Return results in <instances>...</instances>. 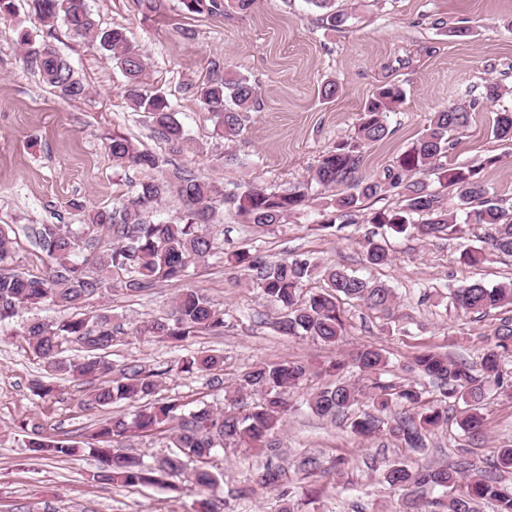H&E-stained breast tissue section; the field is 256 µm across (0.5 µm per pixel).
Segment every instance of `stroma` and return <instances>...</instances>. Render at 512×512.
I'll return each instance as SVG.
<instances>
[{
    "instance_id": "obj_1",
    "label": "stroma",
    "mask_w": 512,
    "mask_h": 512,
    "mask_svg": "<svg viewBox=\"0 0 512 512\" xmlns=\"http://www.w3.org/2000/svg\"><path fill=\"white\" fill-rule=\"evenodd\" d=\"M87 5L101 27H126L148 63L151 84L172 102L194 147L169 149L143 113L134 111L121 71L64 24L44 26L20 0L16 15L0 32V224H77L83 210L108 208L130 195L138 173L114 169L104 145L106 134L115 130L164 155L169 168L189 169L224 192L249 185L288 187L309 179L323 152L354 136L364 104L377 87L395 83L405 100L387 117L388 138L363 149L359 174L368 177L394 166L433 112L479 97L488 78L498 80L506 92L472 112L446 164L479 167L490 190L512 204V141L493 134L497 113L512 112V0H345L349 18L334 32L322 24L310 0H254L247 10L234 9L226 16L187 13L181 0H159L156 11L147 14L137 0H87ZM457 26L469 27L470 36H450V28ZM21 30L53 43L88 84V95L65 101L29 73L17 44ZM216 65L255 80L262 101L232 142L216 138L210 113L188 89L189 83L211 77ZM329 79L336 80L339 92L326 100L321 86ZM311 194L310 207L269 231L248 224L234 205H217L210 226L214 253L191 265L188 277L160 283L139 296L117 286L92 301V309L118 313L128 324L170 315L174 299L187 289L202 290L224 311L223 335L197 336L184 351L122 334L109 362L136 360L164 370L159 397H176L195 407L223 404L224 394L208 388L205 378L179 371L189 350L223 354L228 386L255 361L288 359L316 366L366 346L388 357L387 382L411 381L405 364L424 347L478 361L484 336L505 310L479 318L436 304L432 294L473 281L489 286L512 282L510 255H491L475 265L461 260L464 250L482 248L484 226L469 225L459 238H425L412 229L386 232L391 260L369 267L361 241L371 225L355 224L339 233L323 230L320 207L327 192L315 185ZM242 250L270 261L305 254L323 266L354 270L393 289L396 313L385 320L357 303H344L346 334L333 347L280 335L273 328L276 309L252 287L247 271L231 263L233 253ZM44 373L42 361L22 339L0 336V512H193L205 498L204 490L180 476L132 489L98 482L101 463L82 444L103 419L129 412L130 406L87 408L81 403V385L70 377L58 381L55 396L38 399L29 383ZM324 383V377L313 374L291 391L293 407L275 458L291 486L308 481L320 491L300 501L301 512H398L400 491L378 480L393 462L449 464L463 456L484 468L500 448L512 446L510 395L491 393L481 434L465 435L451 420L428 433L425 447L411 449L385 432L361 438L344 423L311 414L303 400ZM24 420L39 423L45 433L71 437L80 452L55 460L37 457L16 431ZM305 456L320 458L324 473L304 477L298 462ZM341 457L346 465L337 475L332 467ZM265 462V456L249 448L225 449L218 459L224 474L218 496L254 478Z\"/></svg>"
}]
</instances>
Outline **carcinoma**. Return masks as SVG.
I'll list each match as a JSON object with an SVG mask.
<instances>
[{"instance_id":"obj_1","label":"carcinoma","mask_w":512,"mask_h":512,"mask_svg":"<svg viewBox=\"0 0 512 512\" xmlns=\"http://www.w3.org/2000/svg\"><path fill=\"white\" fill-rule=\"evenodd\" d=\"M30 8L49 27L63 19L75 36L97 46L105 59L118 67L126 78L125 95L135 110L145 114L152 131L170 149L181 151L192 146L169 99L148 81L147 64L140 49L128 37L126 28H101L87 8L86 0H28ZM321 13V21L331 29L344 26L348 15L338 0H309ZM189 13L223 15L226 0H182ZM25 67L70 101L87 94V87L76 78L67 60L48 41H36L27 32L18 33ZM201 106L211 113L216 135L227 141L239 137L250 114L261 108L257 87L242 75H216L190 87ZM502 95L499 82L488 79L481 98L468 104H454L432 114L424 132L402 153L397 165L368 178L356 176L361 162L360 147L385 140L389 134L387 113L404 101V90L395 83L382 85L364 106L356 139L339 141L319 157L312 180L324 187L349 186L329 203L331 219L321 225L337 232L359 223L363 204L371 199L394 195L396 209H378L366 214L364 221L382 229L402 233L408 228L425 236L461 233L456 212L445 205L427 177L452 187L459 209L466 210L467 224L487 228L485 242L497 253L512 255V212L489 191L475 167L449 168L443 164L455 145V134L469 123L470 112L482 102H493ZM494 136L512 139V112H501L495 119ZM105 149L112 165L121 170L139 169L145 178L137 185L135 196L112 209L85 215L84 223L36 224L26 227L31 244L47 258L38 273L8 269L5 263L15 257V229L0 227V335L21 336L32 353L46 366L47 378L31 382L34 395L45 398L54 391V378L69 375L83 381L84 405L105 408L124 401L136 404L127 414L100 423L92 434L95 443L89 450L97 455L102 468L96 478L104 484L133 488L159 485L164 478L183 476L197 485L212 489L223 473L217 467L220 452L227 447L245 446L273 453L280 447L277 433L288 412V391L309 374V368L288 360L247 365L233 388L224 386V357L217 353H189L181 360V371L208 377L209 385L224 391L225 408L204 405L194 409L179 399H157L155 394L166 371L148 368L130 361L112 373L104 353L112 347L118 333L112 314L107 311L81 313L79 308L112 292L114 281L126 290L142 293L160 282L182 280L192 264L213 253L214 238L208 231L210 216L217 201H228L249 223L268 229L284 223L288 216L309 202L308 184L297 183L281 190L249 186L224 195L213 184L188 171L155 178L167 160L159 154L141 150L126 135L114 131L105 137ZM186 198L189 206L177 222H154L146 216L151 206L168 195ZM366 264L382 266L390 261L382 241L371 236L362 243ZM234 262L244 265L250 280L279 316L275 330L288 337L312 338L326 345L338 343L346 331L340 300L356 301L389 318L395 310L392 289L339 266L318 267L310 259L294 256L272 263L262 255L241 251ZM321 274L324 287L303 293L305 282ZM453 303L468 314L512 308V283L487 287L480 281L450 291ZM51 304L78 310L58 324L37 318L16 321L19 312ZM134 332L145 339L165 341L183 348L195 336L224 333V313L217 310L201 290H188L174 301L168 317L136 323ZM487 349L476 363L455 361L433 349H422L408 369L436 384L439 395L424 398L417 385L385 383L380 375L388 365L381 349L365 347L351 360L336 358L320 373L331 382L305 399L309 411L320 418L343 419L351 431L367 437L386 428L390 437L410 448L424 445L426 433L448 419V399L462 404L457 424L467 433L483 425L485 390L494 385L504 393L512 392V318L505 317L486 338ZM74 343L81 355L63 356V345ZM355 368L368 384H348L343 374ZM112 375L107 381L99 379ZM366 409L354 413L352 408ZM26 433L25 447L45 459L72 456L78 451L69 438L47 435L34 423L21 424ZM164 435L171 451L148 464L135 454L116 452L114 445L132 436ZM512 473V447L499 450L496 462L488 470L472 467L464 457L457 464L414 466L397 461L380 474V482L403 492L400 512H477V506L492 502L496 512H512V483L503 474ZM260 486L278 492L279 512H297L296 491L288 487L285 469L267 462L254 484L234 490L238 498H247ZM441 492L427 499V492Z\"/></svg>"}]
</instances>
